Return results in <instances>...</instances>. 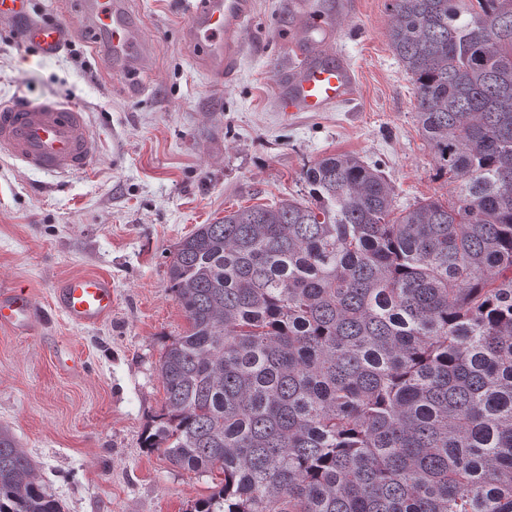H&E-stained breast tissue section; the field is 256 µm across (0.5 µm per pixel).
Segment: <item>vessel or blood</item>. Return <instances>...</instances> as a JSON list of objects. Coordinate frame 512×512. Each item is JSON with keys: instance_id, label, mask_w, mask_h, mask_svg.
Here are the masks:
<instances>
[{"instance_id": "obj_1", "label": "vessel or blood", "mask_w": 512, "mask_h": 512, "mask_svg": "<svg viewBox=\"0 0 512 512\" xmlns=\"http://www.w3.org/2000/svg\"><path fill=\"white\" fill-rule=\"evenodd\" d=\"M292 11L301 29L289 49L295 65L277 77L278 111L329 112L353 103L358 96V77L353 65L332 43L338 36L335 18L352 17L356 0H334L312 21L310 0H293ZM185 41L195 68L209 76L232 79L243 51V32L255 11V0H189ZM0 19L23 21L20 41L43 55L58 52L67 41L70 26L30 18L29 0H0ZM84 25L97 29L112 59L121 69L145 54L140 25L124 0H89L82 16ZM84 112L59 100L18 106L0 103V156L22 167L50 175L87 170L97 152ZM54 304L71 322L93 326L112 314L113 289L109 277L75 275L62 280L54 292ZM40 325L39 305L31 291L0 290V330L28 336Z\"/></svg>"}]
</instances>
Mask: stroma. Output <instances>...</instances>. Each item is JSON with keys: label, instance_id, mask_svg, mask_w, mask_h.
<instances>
[{"label": "stroma", "instance_id": "35a3bbf8", "mask_svg": "<svg viewBox=\"0 0 512 512\" xmlns=\"http://www.w3.org/2000/svg\"><path fill=\"white\" fill-rule=\"evenodd\" d=\"M338 24L358 100L329 112L275 109L276 77L298 30L291 0H256L232 81L197 71L183 39L184 0H128L148 52L114 71L80 27L83 0H32L37 20H64L73 38L47 58L0 21V101L63 98L99 141L89 171L49 176L0 158V288L29 289L45 313L38 335L0 330V428L35 461L65 512H191L220 471L195 474L143 446L165 392L167 337L187 320L168 288L180 238L225 211L303 193L300 173L326 153L380 166L403 209L453 185L414 117L415 85L389 46V0H358ZM97 273L114 289L111 317L85 327L52 305L63 279ZM84 365L64 372L57 351Z\"/></svg>", "mask_w": 512, "mask_h": 512}]
</instances>
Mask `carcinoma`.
Instances as JSON below:
<instances>
[{
  "instance_id": "cac0c4a2",
  "label": "carcinoma",
  "mask_w": 512,
  "mask_h": 512,
  "mask_svg": "<svg viewBox=\"0 0 512 512\" xmlns=\"http://www.w3.org/2000/svg\"><path fill=\"white\" fill-rule=\"evenodd\" d=\"M450 198L395 211L351 153L173 247L188 328L148 448L223 484L193 512H512V0H389ZM0 512H63L0 430Z\"/></svg>"
}]
</instances>
